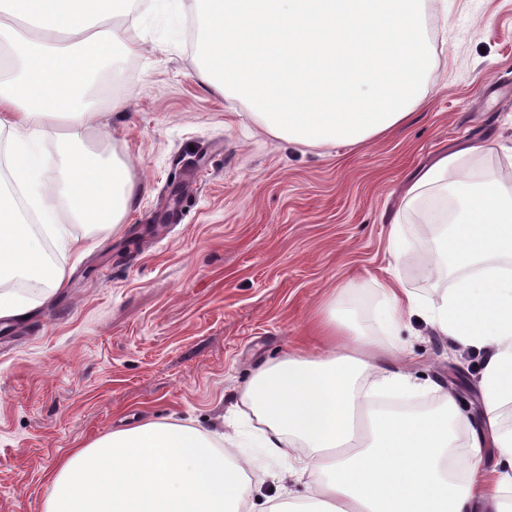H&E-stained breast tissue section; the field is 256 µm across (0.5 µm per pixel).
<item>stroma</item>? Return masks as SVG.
I'll return each mask as SVG.
<instances>
[{
    "instance_id": "stroma-1",
    "label": "stroma",
    "mask_w": 512,
    "mask_h": 512,
    "mask_svg": "<svg viewBox=\"0 0 512 512\" xmlns=\"http://www.w3.org/2000/svg\"><path fill=\"white\" fill-rule=\"evenodd\" d=\"M439 40L427 97L406 125L363 146L289 143L247 102L204 81L189 42L144 34L91 123L87 145L131 164L140 192L120 230L71 225L82 257L26 321L0 322V512H44L71 450L148 420L229 431L257 368L285 356L334 288L374 281L439 298L424 258L436 228L414 221L388 250L416 173L472 148L465 167L512 179V0H434ZM125 100L123 110L113 99ZM411 368L482 408V357L431 330ZM295 457L258 459L249 505L264 512Z\"/></svg>"
}]
</instances>
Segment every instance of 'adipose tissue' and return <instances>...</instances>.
I'll use <instances>...</instances> for the list:
<instances>
[{
	"mask_svg": "<svg viewBox=\"0 0 512 512\" xmlns=\"http://www.w3.org/2000/svg\"><path fill=\"white\" fill-rule=\"evenodd\" d=\"M425 0H0V277L32 289L0 295V320L22 321L65 281L61 255L79 249L68 224H123L140 185L127 163L93 160L91 118L74 89L97 92L137 42L100 29L104 16L174 41L194 15L201 77L245 100L266 131L294 143L351 146L406 124L433 69ZM21 15L35 35L4 23ZM64 118L66 133L52 122ZM461 153L426 166L389 231L408 247L410 215L440 228L437 275L465 267L440 300L396 282L374 298L344 295L309 328L308 355L261 366L241 412L255 420L263 456L306 454L292 471L305 492L295 512H512V189L466 170ZM419 318L453 343L483 352V412L455 396L409 412L429 391L406 368L400 334ZM379 320L385 338L363 329ZM469 431L458 449L460 431ZM247 466L214 451L211 431L147 421L69 453L52 476L45 512H250Z\"/></svg>",
	"mask_w": 512,
	"mask_h": 512,
	"instance_id": "ef3b65f1",
	"label": "adipose tissue"
}]
</instances>
